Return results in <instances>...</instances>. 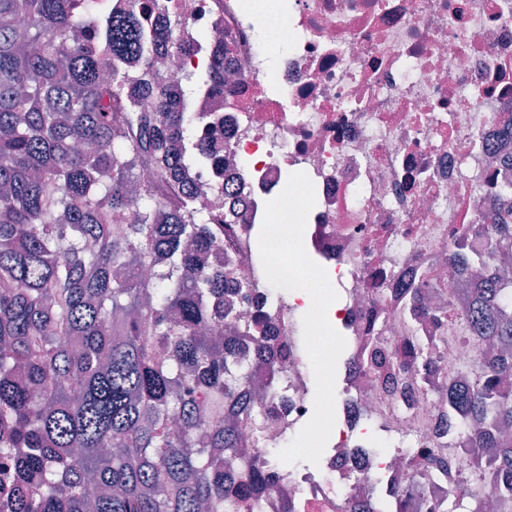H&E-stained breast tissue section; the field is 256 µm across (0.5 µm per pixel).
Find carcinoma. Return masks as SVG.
<instances>
[{
  "mask_svg": "<svg viewBox=\"0 0 512 512\" xmlns=\"http://www.w3.org/2000/svg\"><path fill=\"white\" fill-rule=\"evenodd\" d=\"M183 26L82 0H0V460L12 512H255L262 464L224 467L245 408L224 334L253 284L182 179L188 117L152 80ZM512 245V191L482 217ZM22 283L18 289L15 284ZM463 317L498 345L481 383L455 393L485 423L512 496V280L477 276ZM211 403L215 423H200Z\"/></svg>",
  "mask_w": 512,
  "mask_h": 512,
  "instance_id": "carcinoma-1",
  "label": "carcinoma"
}]
</instances>
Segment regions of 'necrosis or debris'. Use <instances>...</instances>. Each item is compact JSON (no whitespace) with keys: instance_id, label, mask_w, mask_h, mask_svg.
I'll return each mask as SVG.
<instances>
[{"instance_id":"4bbe7bcc","label":"necrosis or debris","mask_w":512,"mask_h":512,"mask_svg":"<svg viewBox=\"0 0 512 512\" xmlns=\"http://www.w3.org/2000/svg\"><path fill=\"white\" fill-rule=\"evenodd\" d=\"M155 20L180 15L185 50L159 56L154 80L179 89L209 136L188 182L215 217L232 213L221 249L255 283L241 319L266 316L260 340L224 327L248 359L237 464L263 462L257 512H349L379 493L413 488L418 512L460 497L473 512H512L492 486V449L467 451L479 420L448 401L470 386L481 345L449 318L466 281L445 264L456 232L472 234L512 185V0H156ZM305 173L316 203L308 255L338 293L327 312L347 338L336 421L319 470L277 448L310 420V361L298 312L272 304L253 251L265 204ZM433 306L414 311L412 289ZM431 351L423 368L409 349ZM454 465L427 479V456Z\"/></svg>"}]
</instances>
